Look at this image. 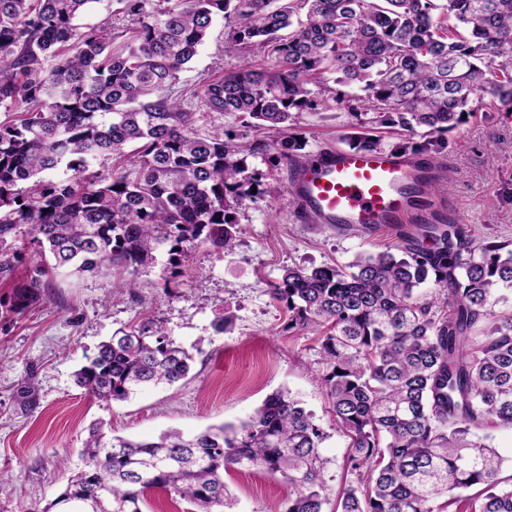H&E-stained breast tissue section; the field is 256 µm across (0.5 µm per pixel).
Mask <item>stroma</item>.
<instances>
[{"instance_id":"35a3bbf8","label":"stroma","mask_w":512,"mask_h":512,"mask_svg":"<svg viewBox=\"0 0 512 512\" xmlns=\"http://www.w3.org/2000/svg\"><path fill=\"white\" fill-rule=\"evenodd\" d=\"M237 62L215 21L204 46L182 69L171 98L194 113V129L208 135L234 126L232 117L208 110L204 90ZM346 105L304 115L303 154L317 158L341 146L351 133ZM425 162L441 179L415 194L414 223L441 217L460 224L474 241L512 238V112L470 118L445 136ZM249 173L269 200L246 201L238 210L240 232L232 250L202 246L181 274L155 267L135 275L134 288L114 287L112 273L57 275L43 305L12 311L13 290L0 280V512H50L68 478L82 466L81 450L91 425L106 433L153 440L177 430L186 435L208 426L247 420L264 399L285 390L300 399L327 438L322 444L329 494L345 480L349 440L340 431L317 375L320 344L309 331L287 330V316L271 289L290 266L343 265L356 255L394 248L397 230L378 236L361 229L325 230L301 211L287 186V165L271 167L248 158ZM229 317L224 332L215 320ZM165 326L194 354L187 378L170 387H144L124 401L89 398L74 373L114 332L146 323ZM33 378L36 404L18 394ZM233 512H281L287 485L262 471L230 472Z\"/></svg>"}]
</instances>
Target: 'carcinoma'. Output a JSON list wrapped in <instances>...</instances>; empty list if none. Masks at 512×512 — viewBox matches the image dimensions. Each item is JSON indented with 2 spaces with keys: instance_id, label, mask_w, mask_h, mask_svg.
<instances>
[{
  "instance_id": "obj_1",
  "label": "carcinoma",
  "mask_w": 512,
  "mask_h": 512,
  "mask_svg": "<svg viewBox=\"0 0 512 512\" xmlns=\"http://www.w3.org/2000/svg\"><path fill=\"white\" fill-rule=\"evenodd\" d=\"M102 2L0 0V107H24L0 122V275L20 240L40 257L13 285L16 312L43 303L59 269L110 270L133 288L122 275L161 256L177 267L199 245L231 249L238 209L264 194L247 159L307 164L304 113L346 98L355 147L378 148L383 130L417 159L463 116L512 110V0H117L133 33L117 49L108 20L78 23ZM219 17L241 64L206 85L205 102L242 130L200 136L166 90ZM109 157L125 172L94 169ZM395 250L288 267L271 291L288 329L318 331L320 379L349 438L334 512H512V480L484 443L487 428L512 429V311L495 310L512 296V240L475 245L458 224H414ZM192 361L162 326L120 330L76 384L125 401L185 378ZM326 438L286 391L238 426L194 435L93 427L59 502L143 512L147 491L163 489L226 512L224 474L256 469L288 484L282 512H324Z\"/></svg>"
}]
</instances>
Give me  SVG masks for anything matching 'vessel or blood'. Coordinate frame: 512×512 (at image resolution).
<instances>
[{"label": "vessel or blood", "mask_w": 512, "mask_h": 512, "mask_svg": "<svg viewBox=\"0 0 512 512\" xmlns=\"http://www.w3.org/2000/svg\"><path fill=\"white\" fill-rule=\"evenodd\" d=\"M417 171L382 149L336 148L291 170L289 188L319 224H351L382 232L402 221Z\"/></svg>", "instance_id": "b4317fda"}]
</instances>
